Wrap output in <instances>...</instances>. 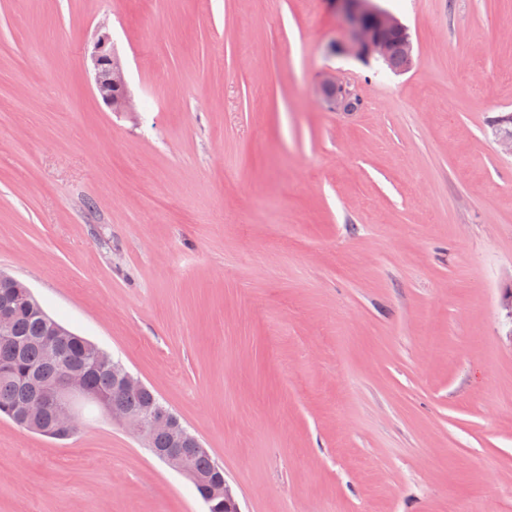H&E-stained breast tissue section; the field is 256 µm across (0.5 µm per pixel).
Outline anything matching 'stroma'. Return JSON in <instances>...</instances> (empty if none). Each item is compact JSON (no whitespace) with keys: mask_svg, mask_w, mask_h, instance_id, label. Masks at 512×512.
Wrapping results in <instances>:
<instances>
[{"mask_svg":"<svg viewBox=\"0 0 512 512\" xmlns=\"http://www.w3.org/2000/svg\"><path fill=\"white\" fill-rule=\"evenodd\" d=\"M0 0V270L224 468L241 512H512V0ZM108 32L137 109L93 93ZM329 76L359 111L319 98ZM0 512H206L89 407L0 419ZM329 11L337 12L346 25V40L340 50L349 52L363 61L371 59L389 62L399 69L402 65L400 50H393L392 37L401 39L405 64L404 72L413 65V43L407 27L394 15L379 7L376 0H324ZM392 55V57H391ZM391 57V59H390ZM390 60V61H389Z\"/></svg>","mask_w":512,"mask_h":512,"instance_id":"1","label":"stroma"}]
</instances>
